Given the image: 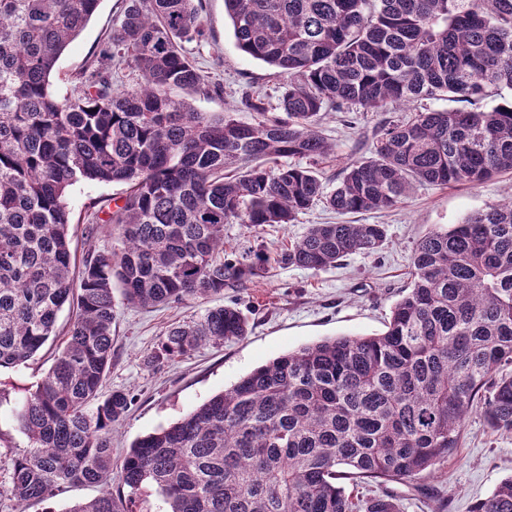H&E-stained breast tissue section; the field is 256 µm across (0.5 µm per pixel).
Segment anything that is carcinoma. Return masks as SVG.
<instances>
[{
	"label": "carcinoma",
	"instance_id": "obj_1",
	"mask_svg": "<svg viewBox=\"0 0 512 512\" xmlns=\"http://www.w3.org/2000/svg\"><path fill=\"white\" fill-rule=\"evenodd\" d=\"M100 0H0V368L18 367L74 317L53 364L18 408L29 451L12 459L17 512L69 485L105 486L69 512H128L146 485L166 512H402L389 491L458 448L471 415L512 433V200L490 204L414 249L411 281L375 336L327 339L278 356L170 426L136 439L112 477V428L133 404L103 393L112 367L113 282L123 303L176 307L244 288L271 262L323 270L386 241L383 224H313L271 258L262 232L315 202L338 213L402 203L414 185H481L512 170V0H224L238 48L288 79L281 108L244 95L252 124L176 97L208 81L182 43L204 37L194 0H123L108 42L60 96L50 77ZM140 82L112 89V58ZM423 109L378 133L327 192L310 167L333 153L326 108ZM127 186L90 204L117 231L70 248L68 189ZM247 245L224 254V225ZM248 334L234 304L171 325L144 356L160 369L202 344ZM472 512H512V475Z\"/></svg>",
	"mask_w": 512,
	"mask_h": 512
}]
</instances>
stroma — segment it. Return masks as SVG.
I'll return each instance as SVG.
<instances>
[{
  "mask_svg": "<svg viewBox=\"0 0 512 512\" xmlns=\"http://www.w3.org/2000/svg\"><path fill=\"white\" fill-rule=\"evenodd\" d=\"M205 27L202 41L184 44L183 50L212 82L207 92L188 93L200 112H231L244 123L256 115L247 109L243 92L259 94L270 111H278L286 87L274 68L243 53L236 44L224 0H198ZM122 9V0H100L99 7L80 35L61 55L50 81L59 94L69 92L73 75L80 72L107 38ZM415 104L388 112L326 110L318 128L335 146L319 165L327 188L347 163L370 157L379 129L387 122L413 116ZM125 185L81 180L68 190L71 249L75 258L85 252L86 235L97 244H111L108 226L88 225L90 203L124 195ZM512 196V171H505L478 186L420 184L398 207L384 212L342 215L316 204L295 223L266 227L263 240L276 251L300 237L312 224H382L384 247L371 255L352 254L336 266L319 270L296 267L271 269L258 282L225 289L223 295L199 298L177 307L136 308L119 305L115 324L114 357L105 390L123 389L135 397L126 417L112 430V460L121 462L138 437L168 426L211 396L234 385L255 367L287 352L340 336L382 333L390 311L411 281V257L416 242L430 231L460 223L469 213ZM236 303L249 320L242 339L216 347L205 345L189 358L158 370L143 359L175 322L197 317L212 307ZM60 348L50 342L27 364L0 371V512H13L7 495L10 460L24 453L27 439L14 412L35 389ZM512 475V433L492 431L481 416L466 423L459 448L421 479L420 490L391 482L387 488L403 512H435V499L448 500L447 512H471L505 477Z\"/></svg>",
  "mask_w": 512,
  "mask_h": 512,
  "instance_id": "35a3bbf8",
  "label": "stroma"
}]
</instances>
